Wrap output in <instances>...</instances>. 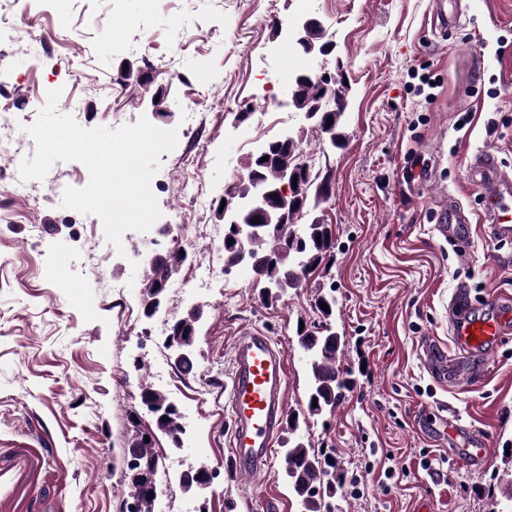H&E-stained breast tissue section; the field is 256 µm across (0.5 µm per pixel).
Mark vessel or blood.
<instances>
[{"mask_svg":"<svg viewBox=\"0 0 512 512\" xmlns=\"http://www.w3.org/2000/svg\"><path fill=\"white\" fill-rule=\"evenodd\" d=\"M468 182L482 196L480 222L484 233L498 243L512 241V174L503 170L496 153L483 149L466 162ZM436 229L459 252L471 239L470 214L455 200H443L435 212ZM465 290H457L448 316L457 349L455 359L427 350L426 359L439 377L479 369L473 354L493 346L512 326V309L486 317L465 313ZM287 359L269 336L252 331L237 337L232 353L229 406L234 423L231 454L236 474L261 479L267 471L287 408Z\"/></svg>","mask_w":512,"mask_h":512,"instance_id":"b4317fda","label":"vessel or blood"}]
</instances>
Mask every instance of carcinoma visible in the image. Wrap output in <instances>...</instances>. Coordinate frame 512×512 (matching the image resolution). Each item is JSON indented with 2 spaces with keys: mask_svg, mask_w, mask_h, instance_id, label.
Returning a JSON list of instances; mask_svg holds the SVG:
<instances>
[{
  "mask_svg": "<svg viewBox=\"0 0 512 512\" xmlns=\"http://www.w3.org/2000/svg\"><path fill=\"white\" fill-rule=\"evenodd\" d=\"M318 98L315 86L310 82L299 85L290 96L287 106L304 114L315 111ZM321 134L325 135L323 146L339 148L346 139L343 119L328 123L326 120L313 122ZM305 128L301 127L288 135V147L284 148L279 140L266 144L268 160L261 161L252 155L244 163L245 174L229 186L224 192L225 206L221 212L225 231L233 232V222L248 224L251 214L246 205L257 195L262 187L279 186L284 179L286 166L296 169V186L290 187L291 197L298 205L286 211L275 213L268 224L257 233L244 234L240 241L227 243L224 237V268L230 269L244 260H249L258 283L264 284L262 296L268 300H280L288 295V290L299 287L302 278L319 265L332 248L328 240L326 225L315 218L306 224L296 220L302 216V210L308 199L314 200V206L329 199L325 186L317 183L307 162L300 156ZM186 257L177 251L165 255L163 264L148 266L145 270L146 299L148 306L154 298L165 300L162 284L170 272L177 271ZM202 317V309L191 308L185 316L172 324L176 328L172 343L168 344L174 356L175 365L184 372L192 371L188 360L194 359L197 340V327ZM301 340L306 342L304 349L309 358L311 387L307 402V415L320 416L329 411L335 412L354 383L352 372L341 365L344 337L331 324L325 323L301 332ZM317 406H312V402ZM141 405L151 414L156 428L171 435L177 405L163 392L150 385L141 387ZM168 420H162V417ZM300 418L288 415V447L282 449L283 471L293 491L299 512H335L332 503L337 490L343 486V480L337 474L336 453L316 452L296 436ZM129 447L137 449L138 459L144 467L158 465L151 444L145 442V434L136 433Z\"/></svg>",
  "mask_w": 512,
  "mask_h": 512,
  "instance_id": "cac0c4a2",
  "label": "carcinoma"
}]
</instances>
